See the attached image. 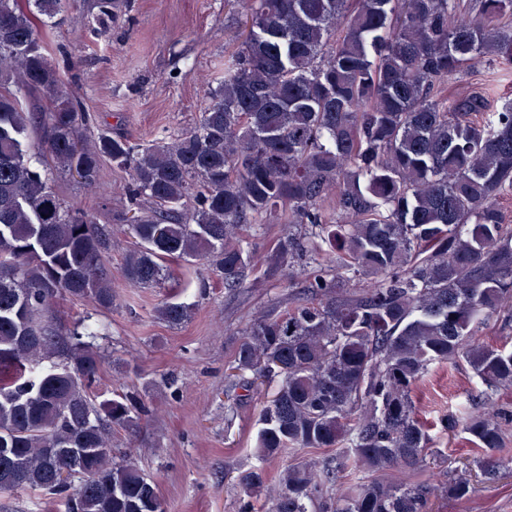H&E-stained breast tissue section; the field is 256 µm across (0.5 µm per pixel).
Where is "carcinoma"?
<instances>
[{
    "label": "carcinoma",
    "instance_id": "1",
    "mask_svg": "<svg viewBox=\"0 0 512 512\" xmlns=\"http://www.w3.org/2000/svg\"><path fill=\"white\" fill-rule=\"evenodd\" d=\"M242 18L224 45V81L198 125L144 147L83 129L75 92L50 61L38 16L60 0H0V473L65 499L67 512H165L131 458L112 457V432L138 426L136 395L97 399V330H63L58 298L112 308L103 257L112 230L67 207L47 171L97 184L104 161L129 173L133 242L123 276L156 288L170 260H204L241 287L253 270L242 231L286 224L268 272L307 299L257 316L232 370L248 393L274 389L256 438L261 460L334 448L316 464L287 463L278 483L239 476L240 512H429L439 484L409 476L431 451L412 392L437 363H465L488 390L461 420L498 478L512 413L491 393L512 388V348L480 340L512 321V0H224ZM488 62V67L477 66ZM478 78L468 95L450 92ZM44 130L36 147L30 130ZM150 204L143 209L141 202ZM178 326L190 307L164 301Z\"/></svg>",
    "mask_w": 512,
    "mask_h": 512
}]
</instances>
